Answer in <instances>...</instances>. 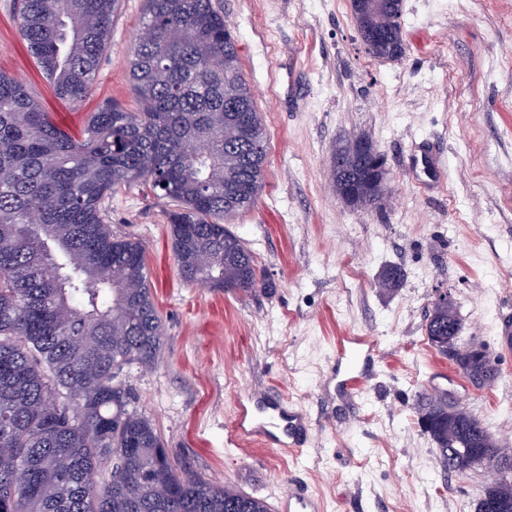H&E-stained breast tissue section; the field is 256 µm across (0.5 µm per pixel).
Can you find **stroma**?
<instances>
[{
	"label": "stroma",
	"mask_w": 512,
	"mask_h": 512,
	"mask_svg": "<svg viewBox=\"0 0 512 512\" xmlns=\"http://www.w3.org/2000/svg\"><path fill=\"white\" fill-rule=\"evenodd\" d=\"M228 21L263 115L264 187L230 228L265 287L242 294L185 284L168 214L139 184L104 201L117 237L147 248L165 336L149 367H126L133 409L186 472L271 500L308 492L322 512H475L489 477L443 473L418 423L426 389L452 387L512 448V352L497 326L512 317V0H404L405 53L364 50L350 0H212ZM145 0H122L92 88L58 100L27 52L17 0H0V72L22 80L53 121L80 134L87 113L133 107L127 70ZM369 138L386 159L391 199L348 207L332 185L338 145ZM405 272L380 287L391 266ZM451 292L465 329L499 376L476 388L430 346L433 299ZM375 341L358 405L336 389L338 336ZM282 394L303 413L298 456L230 443L240 397Z\"/></svg>",
	"instance_id": "stroma-1"
}]
</instances>
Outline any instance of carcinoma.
I'll return each instance as SVG.
<instances>
[{
	"instance_id": "1",
	"label": "carcinoma",
	"mask_w": 512,
	"mask_h": 512,
	"mask_svg": "<svg viewBox=\"0 0 512 512\" xmlns=\"http://www.w3.org/2000/svg\"><path fill=\"white\" fill-rule=\"evenodd\" d=\"M120 0H21L28 50L55 93L79 105L93 84ZM137 108L88 113L81 135L61 129L25 84L0 72V512H269L265 501L181 471L151 420L129 409L124 368L151 365L164 328L146 249L112 235L104 199L138 183L176 203L170 238L188 285L264 287L253 255L227 223L263 188L267 137L235 38L212 0H146L128 59ZM344 152L331 163L363 169ZM359 208L389 188L356 184ZM448 307L433 304L425 333L440 355L472 359L448 339ZM437 461L460 436L448 400L423 392ZM512 448L492 442L498 478L482 494L512 500ZM107 463L111 479L87 476ZM27 469L24 482L14 471Z\"/></svg>"
}]
</instances>
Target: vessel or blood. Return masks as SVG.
I'll return each instance as SVG.
<instances>
[{"instance_id":"obj_1","label":"vessel or blood","mask_w":512,"mask_h":512,"mask_svg":"<svg viewBox=\"0 0 512 512\" xmlns=\"http://www.w3.org/2000/svg\"><path fill=\"white\" fill-rule=\"evenodd\" d=\"M376 353V345L364 336L344 337L336 352V377L347 399H354L366 375L363 365ZM303 415L289 411L283 399L270 394L239 401L230 426L232 442L238 445L274 447L282 453L293 452L296 430L304 427ZM276 512H320L318 501L292 493L279 499Z\"/></svg>"}]
</instances>
